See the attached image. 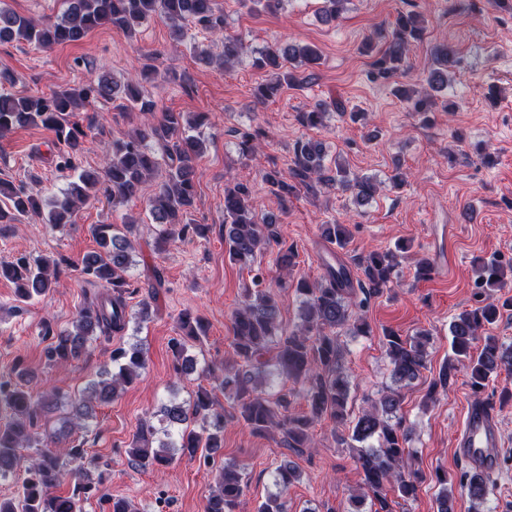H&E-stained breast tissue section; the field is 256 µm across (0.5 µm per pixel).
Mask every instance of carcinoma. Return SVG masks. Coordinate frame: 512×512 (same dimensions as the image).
Instances as JSON below:
<instances>
[{
    "instance_id": "carcinoma-1",
    "label": "carcinoma",
    "mask_w": 512,
    "mask_h": 512,
    "mask_svg": "<svg viewBox=\"0 0 512 512\" xmlns=\"http://www.w3.org/2000/svg\"><path fill=\"white\" fill-rule=\"evenodd\" d=\"M254 12L278 11L285 0H243ZM345 0H323L320 18L325 23L336 21ZM160 17L169 27L170 38L179 43L193 23L212 33L224 30V13L216 0H62L61 15L55 20H36L0 6V44L25 42L36 49L83 39L92 30L112 26L135 36L144 23ZM424 20L416 13H401L394 26L384 35V46L372 63L375 78L389 79L403 67L412 42L421 39ZM246 53V46L236 36H224V51L218 58L205 52L199 57L206 64L217 63L229 69ZM435 68L429 71L422 90H400L415 112H426L433 104L434 91L448 85V69L457 63L456 50L443 44L433 52ZM320 55L310 46L272 45L251 52L252 65L267 72L264 83L257 87L256 102L265 103L287 87L304 82L294 71V64L311 67ZM15 78L6 68L0 69V137L16 127L40 124L54 131L58 141L67 147L63 165L84 149L86 133L75 121V112L101 102L116 99L118 84L105 77L95 83L65 89L51 97L13 93L7 87ZM123 107L154 114L157 105L148 97L138 81L126 84ZM327 107L298 114L305 128L324 125ZM207 114L165 111L155 120L112 142L103 170L82 169L62 192L59 209L49 212L47 223L55 228L73 223L79 208L105 190L112 204L139 199L145 184L159 172L160 159L168 166L148 199L149 214L159 225L156 242L167 244L179 234H199L202 227L184 222L183 216L193 206L197 180L196 164L206 148L201 138L190 134L205 124ZM153 141L162 145L157 157L148 147ZM265 182L287 205L297 196L301 186L312 195L321 189L337 188L356 191V201L369 202L378 191V183L367 177H349L346 168L324 164L320 143L300 140L285 171L270 170L263 174ZM41 198L27 193L13 182L0 178V224H13L29 215L41 214ZM252 190L246 183H236L224 191V243L230 259L252 267L261 253L276 249L275 264L288 276L297 264L298 254L281 237L279 225L271 217L258 222L252 215ZM131 225L97 224L92 227L98 249L81 261L84 279L104 288V292L88 301L80 310L72 329L53 337L47 349L48 360L62 365L80 359L88 352L94 332L105 338L122 332L130 322L124 294L129 286L128 272L133 265V246L124 230ZM322 236L340 248L345 247L352 232L348 224H324ZM406 245L393 250L373 251L359 259L364 280L353 278L350 269L340 264H325V276L314 283L306 279L296 282L300 298V323L287 329L280 320V309L274 295L262 287L260 275L245 288L242 304L233 312V362L220 370L212 367L206 376L216 389L224 392L235 413L230 418L255 434L276 430L283 447L302 453L311 447V429L319 422L333 424L338 445L351 451L356 469L362 474L363 488L349 497L347 512H393L399 502L415 499L423 476L406 469L410 456L408 442L411 429L399 415V388L417 381L427 368V348L432 336L422 331L410 338L394 330L384 331L383 345L390 360L388 387L370 400L352 421L348 432L340 431L347 421L349 376L341 364L339 333L368 336L371 328L364 308L373 296L392 288L398 280V269ZM0 278L15 284L16 300L27 302L46 294L57 282V263L45 258L34 261L22 256L10 263H0ZM512 282V257L482 262L474 280L476 305L457 314L448 324L451 355L438 376L429 384L426 400L433 401L448 391V380L457 367L464 366L474 392H481L501 373L512 374V345H506L482 331L495 323L501 310L512 308V299L504 301L494 293ZM181 335L172 339V370L180 379L196 371V360L190 349L206 336L204 319L185 311L179 317ZM112 371L98 375L78 404L63 408L52 390L33 393L24 385L0 379V411L8 410V418L0 424V478L24 468L20 490L16 496L0 498V512H81V503L99 491L100 482L91 479L84 467L85 454L73 436L82 422L91 417L94 407L118 397L120 389L139 380L146 369L142 344L135 342L112 349ZM301 385L306 410L295 414L290 406L296 396L288 381ZM52 416L55 425L45 436L37 432L38 418ZM158 425L144 424L133 437L126 454L130 464L143 471L166 466L175 454L191 458L201 455L205 465L223 457L224 411L218 408L213 391L200 387L188 399L177 392L163 402L156 412ZM24 448L36 449L30 461L20 454ZM74 479L71 495H57L54 489L66 476ZM296 463L283 456L272 471L275 491L267 494L257 512H288L285 499L289 485L299 480ZM488 473L477 470L460 475L459 485L471 504V512H496L486 506ZM214 486L206 501L205 512H234L245 482L244 468L234 460H226L213 477ZM440 485L437 512H451L453 490L448 476L436 474Z\"/></svg>"
}]
</instances>
